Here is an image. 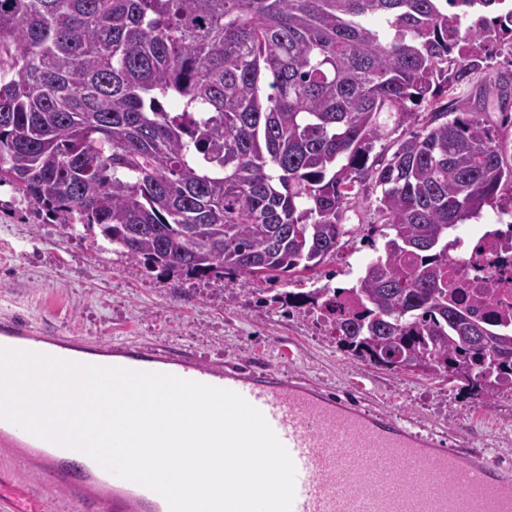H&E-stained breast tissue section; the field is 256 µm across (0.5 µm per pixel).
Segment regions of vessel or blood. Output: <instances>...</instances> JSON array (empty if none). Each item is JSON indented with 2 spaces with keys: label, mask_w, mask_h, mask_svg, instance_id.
Returning <instances> with one entry per match:
<instances>
[{
  "label": "vessel or blood",
  "mask_w": 512,
  "mask_h": 512,
  "mask_svg": "<svg viewBox=\"0 0 512 512\" xmlns=\"http://www.w3.org/2000/svg\"><path fill=\"white\" fill-rule=\"evenodd\" d=\"M113 365L235 391L262 412L295 467L292 512H512V470L481 454L439 448L393 416L336 401L274 369L205 365L186 355L114 347ZM20 427L0 433L40 475L95 512H145L162 496L52 449Z\"/></svg>",
  "instance_id": "b4317fda"
}]
</instances>
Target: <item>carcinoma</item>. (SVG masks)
Returning a JSON list of instances; mask_svg holds the SVG:
<instances>
[{
  "mask_svg": "<svg viewBox=\"0 0 512 512\" xmlns=\"http://www.w3.org/2000/svg\"><path fill=\"white\" fill-rule=\"evenodd\" d=\"M494 47L512 51V0H0V184L161 277L271 283L319 275L368 183L383 246L356 286L274 301L322 312L371 368L428 360L489 397L512 334L448 302V246L512 209V140L467 94ZM496 86L511 103L512 73ZM433 109L434 107H430L425 104L420 107H416L415 112L408 115V118L399 123V126H397V123L395 124L394 119H392L388 126V129L392 130L391 134L375 144L371 152V157L381 152L391 155L395 149V147H393V142L402 136L408 135L410 132L421 131L428 123L430 117L429 113L433 112Z\"/></svg>",
  "mask_w": 512,
  "mask_h": 512,
  "instance_id": "carcinoma-1",
  "label": "carcinoma"
}]
</instances>
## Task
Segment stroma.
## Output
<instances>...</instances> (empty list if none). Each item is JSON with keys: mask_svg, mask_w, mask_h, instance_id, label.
Returning <instances> with one entry per match:
<instances>
[{"mask_svg": "<svg viewBox=\"0 0 512 512\" xmlns=\"http://www.w3.org/2000/svg\"><path fill=\"white\" fill-rule=\"evenodd\" d=\"M512 57L494 55L478 74L472 97L484 100V120L512 138V110H500L492 78ZM356 237L322 266L318 280L262 282L166 281L137 262L100 250L93 232L68 233L13 187L0 186V321L12 320L36 336L71 339L74 349L153 346L210 364L265 365L312 379L339 399L385 411L438 447L484 449L512 467V388L490 397L460 389L421 371L375 369L341 351L328 324L307 308L287 309L274 294L317 285L350 288L382 247L369 236L379 225L374 206L345 214ZM6 494L20 512H81L76 501L23 467L0 447Z\"/></svg>", "mask_w": 512, "mask_h": 512, "instance_id": "stroma-1", "label": "stroma"}]
</instances>
